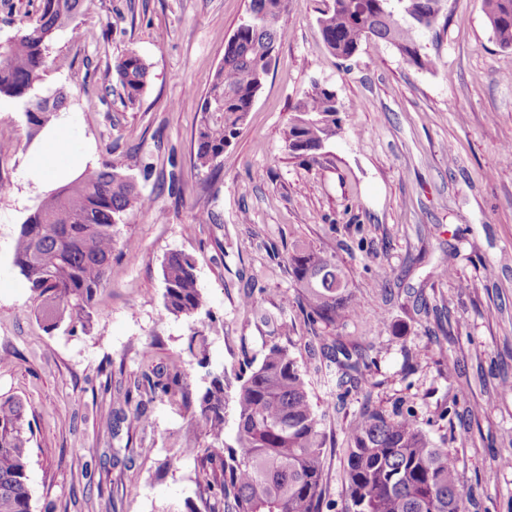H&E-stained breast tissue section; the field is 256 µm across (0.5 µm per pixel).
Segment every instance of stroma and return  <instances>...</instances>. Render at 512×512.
I'll return each mask as SVG.
<instances>
[{"mask_svg": "<svg viewBox=\"0 0 512 512\" xmlns=\"http://www.w3.org/2000/svg\"><path fill=\"white\" fill-rule=\"evenodd\" d=\"M249 0H87L49 45L36 97L63 95L75 135L96 161L139 177L151 211L119 235L95 297L90 331L51 326L12 262L13 238L37 207L25 187L24 106L0 101V395L20 398L32 423L31 512H208L188 445L192 408L148 406V424L112 437L117 394L179 360L199 395L216 375L231 387L265 346L288 348L322 416L327 506L344 512L350 423L365 408L412 412L455 457L464 512H512V48L501 47L481 0H445L420 36L429 70L409 67L371 40L334 56L318 20L333 0H295L271 72L218 176L192 165L194 132L210 78ZM135 50L149 67L141 101L120 97L114 61ZM86 75L73 85L72 73ZM333 89L342 129L317 163L292 157L283 134L311 82ZM151 167L142 179L143 167ZM215 220L200 223L199 211ZM335 257L359 309L347 322L311 323L287 265L292 245ZM189 255L205 314L162 316V263ZM257 310L244 307L247 284ZM206 350H189L198 328ZM366 356L350 382L322 347ZM125 464H113V454Z\"/></svg>", "mask_w": 512, "mask_h": 512, "instance_id": "1", "label": "stroma"}]
</instances>
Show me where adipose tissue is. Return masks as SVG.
Here are the masks:
<instances>
[{
	"label": "adipose tissue",
	"mask_w": 512,
	"mask_h": 512,
	"mask_svg": "<svg viewBox=\"0 0 512 512\" xmlns=\"http://www.w3.org/2000/svg\"><path fill=\"white\" fill-rule=\"evenodd\" d=\"M92 162L89 148L76 139L73 118L65 111L42 131L39 142L30 149L25 177L45 188L57 187L74 179Z\"/></svg>",
	"instance_id": "1"
}]
</instances>
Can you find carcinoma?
Masks as SVG:
<instances>
[{
  "label": "carcinoma",
  "instance_id": "1",
  "mask_svg": "<svg viewBox=\"0 0 512 512\" xmlns=\"http://www.w3.org/2000/svg\"><path fill=\"white\" fill-rule=\"evenodd\" d=\"M443 0H333L319 18L320 35L334 55L348 59L373 38L395 47L407 64L428 70L418 33L437 20ZM292 0H249L247 17L224 48L200 108L195 134L194 167L213 174L224 147L237 136L268 76L275 49L286 37L279 25ZM84 0H41L37 18L8 40L0 53V100L25 102L28 141H33L60 110L64 97H31L53 35L72 27ZM483 12L498 43L512 48V0H482ZM119 87L134 105L144 91L148 66L130 51L114 64ZM336 93L318 82L293 106L284 132L285 149L294 158L317 162V152L341 130ZM150 200L136 179L110 164L86 167L75 179L44 195L21 224L14 240L13 265L40 299L51 325L64 320L86 327L98 291L107 283L116 245L131 252L132 239L118 240V228ZM288 267L301 288L307 316L334 325L352 317L356 304L349 280L336 264L308 244L288 252ZM164 313L193 317L206 301L192 259L170 254L162 264ZM324 355L358 381L365 364L361 350L326 347ZM166 381L148 384L146 398L135 405L132 420L145 419V407L161 393L176 396L182 372L174 363ZM234 395L224 376H215L197 400L181 392L184 404L197 405L189 419L199 445L180 449L196 458L202 491L220 498L222 512H322L325 498L321 456L325 435L304 374L288 349L266 347L263 357ZM233 403L237 429L234 444L224 442V410ZM32 429L22 400L0 398V512H30L27 484ZM344 467L350 504L347 512H462L464 489L455 459L434 445L411 414L387 416L365 409L348 428Z\"/></svg>",
  "mask_w": 512,
  "mask_h": 512
}]
</instances>
